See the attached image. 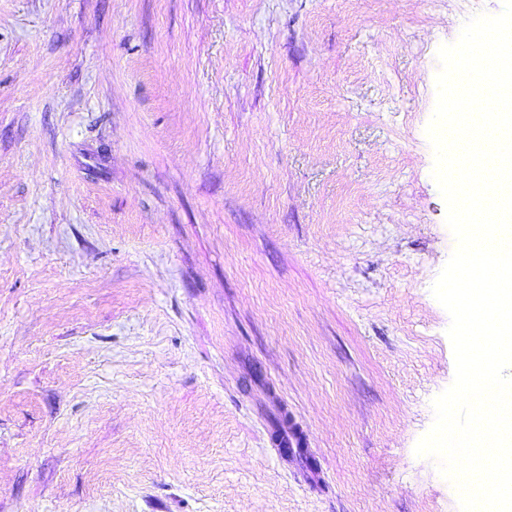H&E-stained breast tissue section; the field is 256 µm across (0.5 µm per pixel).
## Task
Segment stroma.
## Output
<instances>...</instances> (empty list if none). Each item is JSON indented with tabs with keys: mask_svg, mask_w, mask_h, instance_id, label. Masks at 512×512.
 I'll list each match as a JSON object with an SVG mask.
<instances>
[{
	"mask_svg": "<svg viewBox=\"0 0 512 512\" xmlns=\"http://www.w3.org/2000/svg\"><path fill=\"white\" fill-rule=\"evenodd\" d=\"M503 0H0V512H460L438 50Z\"/></svg>",
	"mask_w": 512,
	"mask_h": 512,
	"instance_id": "1",
	"label": "stroma"
}]
</instances>
